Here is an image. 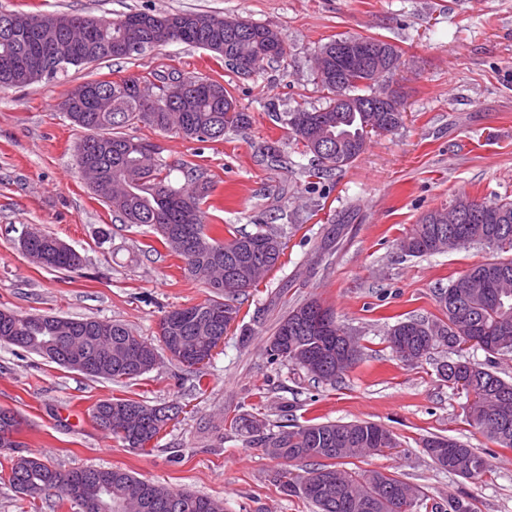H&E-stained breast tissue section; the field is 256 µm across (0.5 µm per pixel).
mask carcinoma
Here are the masks:
<instances>
[{
    "mask_svg": "<svg viewBox=\"0 0 512 512\" xmlns=\"http://www.w3.org/2000/svg\"><path fill=\"white\" fill-rule=\"evenodd\" d=\"M171 22L152 34L133 35L124 29L123 20L66 13L30 14L0 11V58L15 60L10 69L0 66V87L22 88L46 77L54 79L72 67H89L104 60H121L143 54L126 47L132 38L159 47L182 42L210 51L229 64L245 56L255 65L274 58L272 42L281 41L277 30L265 24L238 17H220L201 13H172L163 16ZM38 23L39 33L32 40L25 32L28 21ZM60 45L68 48L65 66L44 76L30 71V61L39 54H49ZM172 77L194 87V93L174 108L166 107V81ZM369 67L346 73L336 60L322 59L316 80L329 94L326 105L311 110L272 114L274 121L291 131L299 154L309 158L303 174L307 178L330 179L350 166L364 151L368 131L393 132L404 122L403 102L393 93L394 111L375 112L372 100L377 91L369 83ZM354 96L356 106L338 111L336 95ZM60 109L85 135L76 150V165L88 180L93 194L112 210L115 220L132 226H147L158 241L185 261L184 273L209 290V298L198 304L176 308L184 315L179 322L163 316L157 342L140 339L141 348L153 354V362L131 373L126 367L134 357L125 345L134 332L123 323L99 319H71L20 313L0 309V344L16 346L42 354L43 346L55 340L57 355L50 361L64 363L70 347L80 344L94 360L85 375L115 382L133 380L150 371L166 351L168 338H180L186 344L206 350L217 336L227 333V320L239 314L237 301L248 289L256 287L273 266L263 260L242 257V248L258 238L279 247L284 254L286 231L264 230L255 233L228 231L229 238L212 235L202 208L211 193V183L191 176L190 183L176 185L170 168L157 153L140 150L142 140L131 137L126 129L141 123L164 133H176L200 141L220 140L224 132L243 128L251 116L241 111L232 95L220 82L208 77L169 73L120 81L90 80L67 94ZM307 115L308 125L293 127L291 119ZM430 210L420 217L410 232L398 243L407 256L422 257L460 246L479 244L501 253H512V199L481 202L466 195L456 197L447 207ZM59 238L37 228L25 231L20 246L35 264L58 271H70L82 264L81 255L72 248L58 250ZM435 301L441 316L434 319L406 318L392 325L388 343L393 355L404 353V360L418 361L428 355L429 337H436L433 349L454 350L449 337L460 343L475 342L489 354H512V325L503 327V312L512 313V256L478 265L439 290ZM323 312L328 328H316L308 321L311 310ZM269 362H288L313 381L335 385L342 375L361 358L355 337L339 324L334 313L316 300H304L291 307L280 319L265 347ZM458 371L465 374L469 390L465 407L469 424L478 433L504 448H512V382L467 359ZM179 407L150 405L141 400L112 397L98 401L92 418L101 430L130 448H141L157 434L160 417L177 415ZM285 421L278 430L270 428L264 417L243 415L233 421L236 431L247 443L273 459L298 463L317 461L301 475L282 474V488L303 491L307 481L332 475L336 481L326 485L322 496L305 495L316 512H403L406 496L423 494L399 478L379 472L341 469L336 461L359 458L370 452L396 448L398 442L387 428L371 422L293 423L288 409H282ZM20 420L10 410L0 409V449L21 447L6 438L18 431ZM438 442L445 445L438 466L465 479H477L487 469L486 459L453 438L430 437L423 447ZM87 483L85 496L99 502L97 512H224V503L174 490L143 480L122 469H83ZM71 475L40 459L17 456L8 474L9 484L17 492L37 498L48 491L70 500L64 485ZM431 512H471L461 499L434 503Z\"/></svg>",
    "mask_w": 512,
    "mask_h": 512,
    "instance_id": "cac0c4a2",
    "label": "carcinoma"
}]
</instances>
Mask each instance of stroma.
<instances>
[{
	"label": "stroma",
	"mask_w": 512,
	"mask_h": 512,
	"mask_svg": "<svg viewBox=\"0 0 512 512\" xmlns=\"http://www.w3.org/2000/svg\"><path fill=\"white\" fill-rule=\"evenodd\" d=\"M117 19L138 10L236 16L279 30L286 54L246 78L204 49L170 43L145 54L70 69L66 78L0 89V309L118 321L156 338L160 319L203 302L207 290L184 273L183 260L157 248L155 235L115 222L75 163L82 129L60 104L76 85L179 72L224 84L248 127L199 142L147 125L131 136L158 143L176 184L183 170L210 181L207 221L252 232L287 225L280 264L242 297L235 324L210 360L203 382L164 360L127 383L94 379L0 344V408L20 419L23 455L61 470L123 469L137 477L223 501L226 512H316L279 482L283 461L215 426L244 414L277 419L287 404L295 423L368 421L396 435L397 448L343 460L346 469L385 471L420 487L429 502L457 497L472 512H512V449L469 426L464 391L437 372L432 353L409 365L390 351L396 321L432 318L436 289L498 252L468 245L422 258L398 242L427 211L459 194L481 201L512 197V0H0V9ZM362 35L401 52L391 86L405 107L403 125L372 136L351 166L309 184L274 112L325 105L313 63L330 40ZM276 144L288 165L266 162ZM31 226L79 252L82 268L50 271L33 264L19 239ZM315 298L359 338L361 360L336 386L314 383L288 363H270L265 342L295 303ZM250 329L241 342V329ZM183 411L142 448H127L92 419L108 397ZM453 437L475 448L488 468L469 480L436 467L424 439ZM11 452L0 450V512H78L57 496L17 493L3 475Z\"/></svg>",
	"instance_id": "1"
}]
</instances>
